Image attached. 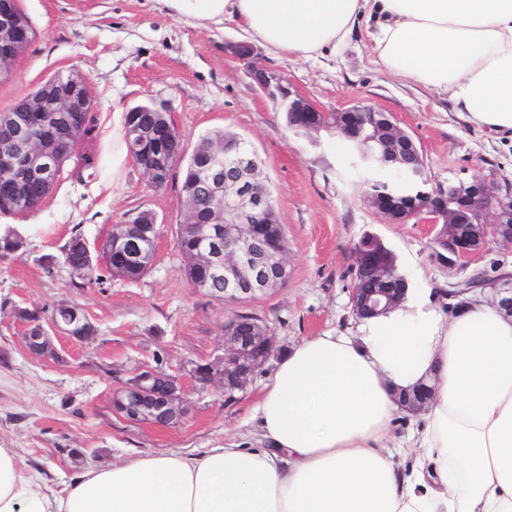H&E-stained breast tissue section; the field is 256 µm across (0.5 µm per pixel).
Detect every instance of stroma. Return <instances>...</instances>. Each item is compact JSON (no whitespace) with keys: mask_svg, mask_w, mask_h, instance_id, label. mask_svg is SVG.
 Segmentation results:
<instances>
[{"mask_svg":"<svg viewBox=\"0 0 512 512\" xmlns=\"http://www.w3.org/2000/svg\"><path fill=\"white\" fill-rule=\"evenodd\" d=\"M21 6L35 37L0 78V111L72 68L89 77L94 102L86 149L92 168L67 162L34 212L0 213V232L11 228L23 239L17 251L0 254V446L16 449L22 464L53 489L86 468L133 454L194 452L242 430L275 362L230 401L219 387L186 381L191 414L175 428L125 420L114 411L112 394L143 366L179 375L189 362L220 355L224 320L239 311L266 323L283 352L305 337L348 326L352 249L364 234L384 239L421 286L457 281L433 258L428 225L393 224L369 207V176L341 136L288 130L247 64L225 55V44L249 36L223 11H204L199 0H21ZM256 63L325 110L363 103L390 112L419 148L430 184L451 178L512 184V139L468 127L446 95L373 63L365 32L336 53L309 59L262 47ZM141 103L165 107L187 147L214 131L249 142L287 232L290 275L283 288L237 307L191 288L175 243L181 181L153 187L126 148L125 112ZM143 212L155 217L159 236L156 260L139 280L108 278L77 288L63 265L45 264L73 234L92 241L103 228ZM62 301L83 308L94 339L56 331L58 358L33 357L15 308L47 310ZM74 448L83 457L71 456Z\"/></svg>","mask_w":512,"mask_h":512,"instance_id":"stroma-1","label":"stroma"}]
</instances>
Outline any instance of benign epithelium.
<instances>
[{
	"label": "benign epithelium",
	"mask_w": 512,
	"mask_h": 512,
	"mask_svg": "<svg viewBox=\"0 0 512 512\" xmlns=\"http://www.w3.org/2000/svg\"><path fill=\"white\" fill-rule=\"evenodd\" d=\"M33 29L16 0H0V76L29 48ZM224 50L248 64L257 55L249 42L229 43ZM255 84L285 113L288 129L305 135L334 130L351 146L356 163L372 175L374 183L400 182L416 185L415 197L368 198L369 206L395 224L418 219L444 245L433 249L437 262L448 270L460 269L466 259L488 241L512 245V194L485 180L450 179L427 189L425 164L414 140L402 132L392 115L370 105H355L332 115L302 95L274 73L253 67ZM89 78L78 69L52 76L11 110L0 113V122L10 136L0 144V205L26 209L31 200L28 188L38 184L51 191L63 161L71 155L76 134L70 114L93 112ZM160 112L162 106H134L124 121L126 139L151 162L143 172L156 188L171 181L175 169L185 159L184 138L174 121L148 124L141 112ZM237 135L211 143L198 171L196 186L210 194L212 214L206 224L187 222L177 237L193 241L194 261L205 278L192 284L204 294L212 281H224L222 303L240 305L254 301L288 281V251L283 248L281 229L273 205L256 183V161L242 148ZM158 228L154 216L146 214L137 225L110 227L112 263L104 266L100 248L84 237L70 241L68 249L80 252L79 273L107 268L113 276L130 279L133 273L152 265L156 257ZM353 271L369 274L373 287L352 288L350 312L354 317L378 315L396 305L400 287L396 257L384 240L364 235L353 247ZM482 287L493 291L499 306L512 314V285L502 279H485ZM84 341L94 328L82 308L65 302L53 310L49 327L38 321L26 332L28 350L40 356H55L49 330ZM276 337L261 321L233 315L224 320L222 355L184 368L192 379L217 384L224 398L245 390L254 372L276 355ZM434 388L421 386L402 396L403 407L412 414L423 411L432 401ZM114 410L131 422H147L176 427L187 420L190 405L179 377L160 367H145L129 378L112 397Z\"/></svg>",
	"instance_id": "obj_1"
}]
</instances>
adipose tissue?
<instances>
[{
    "label": "adipose tissue",
    "instance_id": "1",
    "mask_svg": "<svg viewBox=\"0 0 512 512\" xmlns=\"http://www.w3.org/2000/svg\"><path fill=\"white\" fill-rule=\"evenodd\" d=\"M270 49L308 59L371 26L387 72L512 138V0H219ZM434 398L393 441L397 397ZM254 429L199 453L137 456L49 491L0 446V512H512V316L476 289L445 313L407 282L385 313L283 354Z\"/></svg>",
    "mask_w": 512,
    "mask_h": 512
}]
</instances>
